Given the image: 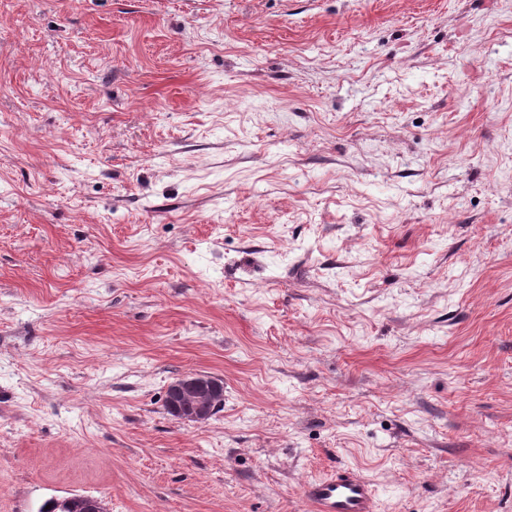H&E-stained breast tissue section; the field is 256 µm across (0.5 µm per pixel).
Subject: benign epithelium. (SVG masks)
Here are the masks:
<instances>
[{"label":"benign epithelium","instance_id":"benign-epithelium-1","mask_svg":"<svg viewBox=\"0 0 512 512\" xmlns=\"http://www.w3.org/2000/svg\"><path fill=\"white\" fill-rule=\"evenodd\" d=\"M224 396L219 379L205 373H191L177 378L166 392L165 407L177 420L205 424L214 415ZM50 512H107L104 500L73 494L46 501Z\"/></svg>","mask_w":512,"mask_h":512}]
</instances>
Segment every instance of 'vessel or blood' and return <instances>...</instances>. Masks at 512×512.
<instances>
[{
	"instance_id": "vessel-or-blood-1",
	"label": "vessel or blood",
	"mask_w": 512,
	"mask_h": 512,
	"mask_svg": "<svg viewBox=\"0 0 512 512\" xmlns=\"http://www.w3.org/2000/svg\"><path fill=\"white\" fill-rule=\"evenodd\" d=\"M303 495L315 512H377L376 494L370 482L347 467L308 481Z\"/></svg>"
}]
</instances>
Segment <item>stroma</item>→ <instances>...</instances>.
Returning a JSON list of instances; mask_svg holds the SVG:
<instances>
[{
    "instance_id": "1",
    "label": "stroma",
    "mask_w": 512,
    "mask_h": 512,
    "mask_svg": "<svg viewBox=\"0 0 512 512\" xmlns=\"http://www.w3.org/2000/svg\"><path fill=\"white\" fill-rule=\"evenodd\" d=\"M337 466L512 512V0H0V512ZM223 396L222 381L205 373H191L177 378L169 385L165 407L177 420L205 424L220 406Z\"/></svg>"
}]
</instances>
